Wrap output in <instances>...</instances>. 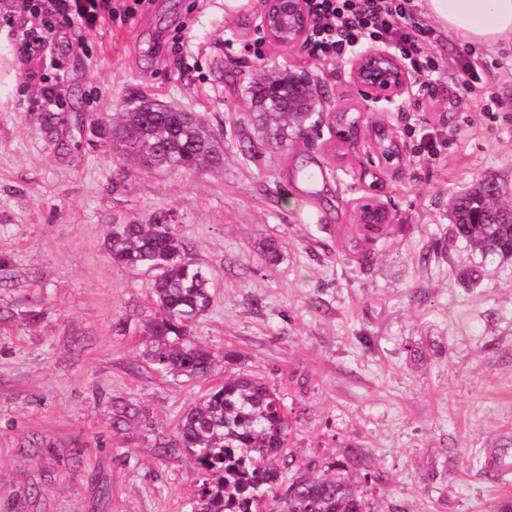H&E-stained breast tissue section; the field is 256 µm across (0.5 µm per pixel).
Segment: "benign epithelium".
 <instances>
[{
    "instance_id": "benign-epithelium-1",
    "label": "benign epithelium",
    "mask_w": 512,
    "mask_h": 512,
    "mask_svg": "<svg viewBox=\"0 0 512 512\" xmlns=\"http://www.w3.org/2000/svg\"><path fill=\"white\" fill-rule=\"evenodd\" d=\"M259 26L278 45L291 46L304 42L309 27L304 0H264ZM350 73L353 82L365 92L367 100L374 103L395 102L406 93L409 85L405 65L389 49L362 51L352 61ZM351 141L357 147L366 146L369 153L386 163H399L403 159L402 144L388 128L380 131V136L366 140L358 124Z\"/></svg>"
}]
</instances>
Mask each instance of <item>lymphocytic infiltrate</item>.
<instances>
[{
    "label": "lymphocytic infiltrate",
    "instance_id": "f902f5d3",
    "mask_svg": "<svg viewBox=\"0 0 512 512\" xmlns=\"http://www.w3.org/2000/svg\"><path fill=\"white\" fill-rule=\"evenodd\" d=\"M140 0H20L29 13L38 39L23 40L19 53L29 58L37 43H50L58 20L75 31L96 28L105 15L135 16ZM310 26L305 38L309 55L322 62H342L348 48L368 44L396 52L408 70L411 93L405 109L419 111L433 97L442 66L434 62L420 41L425 26L415 14L413 0H306Z\"/></svg>",
    "mask_w": 512,
    "mask_h": 512
}]
</instances>
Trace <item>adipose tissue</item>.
Listing matches in <instances>:
<instances>
[{
  "instance_id": "obj_1",
  "label": "adipose tissue",
  "mask_w": 512,
  "mask_h": 512,
  "mask_svg": "<svg viewBox=\"0 0 512 512\" xmlns=\"http://www.w3.org/2000/svg\"><path fill=\"white\" fill-rule=\"evenodd\" d=\"M428 17L480 45L512 39V0H424Z\"/></svg>"
}]
</instances>
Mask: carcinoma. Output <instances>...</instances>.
<instances>
[{"instance_id": "cac0c4a2", "label": "carcinoma", "mask_w": 512, "mask_h": 512, "mask_svg": "<svg viewBox=\"0 0 512 512\" xmlns=\"http://www.w3.org/2000/svg\"><path fill=\"white\" fill-rule=\"evenodd\" d=\"M250 121L265 148L282 149L311 122L321 103L304 72L280 71L250 87ZM110 150L140 170L202 173L224 164V134L198 112L134 95L112 114L93 113ZM505 186L485 179L452 203L449 236L483 256L512 257V206L501 200ZM256 252L273 265L281 256L275 240ZM108 253L118 265L152 273L155 314L143 325L146 357L159 372L188 379L209 375L224 362V384L192 403L161 442L194 458L204 479L190 512H380L368 487L333 467L312 476L286 452L290 426L275 385L229 366L232 350L220 356L194 339L193 330L213 303L210 270L189 257L169 219L112 225Z\"/></svg>"}]
</instances>
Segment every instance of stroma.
<instances>
[{"instance_id":"stroma-1","label":"stroma","mask_w":512,"mask_h":512,"mask_svg":"<svg viewBox=\"0 0 512 512\" xmlns=\"http://www.w3.org/2000/svg\"><path fill=\"white\" fill-rule=\"evenodd\" d=\"M261 9L151 0L80 37L61 27L40 61L68 117L51 131L27 79L0 87V512H189L201 471L159 443L224 371L189 380L146 360L151 276L106 249L112 225L162 213L212 270L196 340L278 385L298 460L345 469L346 448L360 449L383 512H491L512 499L483 459L512 443V258L448 240L452 199L487 178L512 187V110L451 106L452 62L470 50L512 103V43L427 37L449 67L424 111L403 112L364 102L349 64L273 43ZM284 69L317 82L324 110L393 127L401 164L339 148L325 117L286 152L253 158L246 85ZM137 93L205 114L224 133L223 170L124 173L88 116ZM427 132L432 159L418 152ZM368 203L388 226L355 256ZM268 239L282 247L274 265L255 251ZM470 267L478 285L461 276ZM414 343L427 348L418 361ZM122 402L139 414L117 425Z\"/></svg>"}]
</instances>
